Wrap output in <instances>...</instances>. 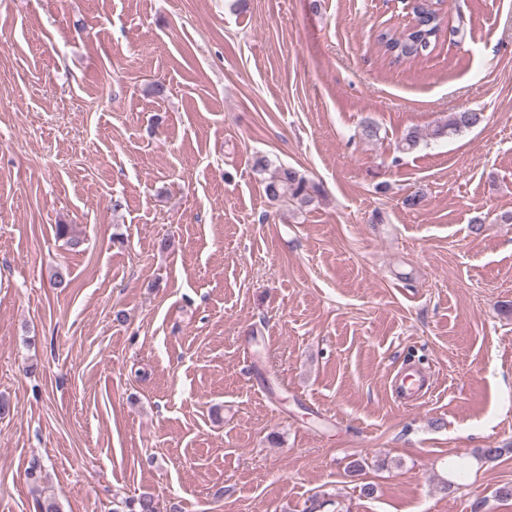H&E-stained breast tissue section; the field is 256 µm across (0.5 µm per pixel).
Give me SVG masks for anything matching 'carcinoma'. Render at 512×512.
<instances>
[{
    "mask_svg": "<svg viewBox=\"0 0 512 512\" xmlns=\"http://www.w3.org/2000/svg\"><path fill=\"white\" fill-rule=\"evenodd\" d=\"M444 0H412L409 3L411 22L401 31L384 30L377 36V41L384 53L393 63L413 61L430 54L436 47L439 35L445 25V15L440 8ZM484 121L483 113L467 109L451 112L448 119L432 131L433 137L460 134L470 130ZM270 161L262 156L255 160L254 168L259 173L271 171L265 179L266 195L272 200L288 197L303 204L311 201L307 180L292 168L270 170ZM57 237L76 249L83 243L70 224L56 225ZM27 478L32 491L36 494L37 512H62L60 504L51 497L41 496L40 483L43 479V465L40 460L33 459ZM128 512H159L157 503L150 495H142L137 499L125 502Z\"/></svg>",
    "mask_w": 512,
    "mask_h": 512,
    "instance_id": "carcinoma-1",
    "label": "carcinoma"
}]
</instances>
